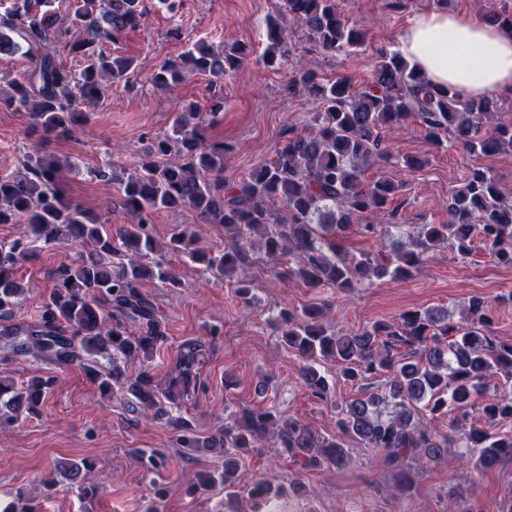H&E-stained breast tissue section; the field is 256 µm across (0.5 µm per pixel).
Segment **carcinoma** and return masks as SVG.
<instances>
[{
  "mask_svg": "<svg viewBox=\"0 0 512 512\" xmlns=\"http://www.w3.org/2000/svg\"><path fill=\"white\" fill-rule=\"evenodd\" d=\"M288 15L327 53H351L364 46L367 33L350 21L339 0H284ZM142 0H76L63 17L53 0H13L0 16V56L21 53L30 66L0 91V108L30 114L43 138L67 135L89 120L84 108L105 97L108 88L127 79L134 60L97 49L118 43L140 25ZM82 27L88 37L69 40V28ZM266 48L261 60L279 70L288 61V30L276 17L265 20ZM62 49L81 56L79 71L63 65ZM251 55L245 43L218 50L204 40L188 43L176 59L151 74V83L167 90L187 70L224 78L239 70ZM288 88L307 93L321 105L307 128L288 130L275 145L273 158L258 164L237 183L224 179L229 147L206 141L201 113H179L172 133L153 141L137 159L133 172L120 178L121 201L130 223L112 227L108 219L79 204L64 201L57 191L61 165L40 150L29 157L22 176L0 178V224L20 225L17 237L0 245V320L12 317L28 288L17 277L22 262L39 259L53 244H78L89 255L63 264L52 274L53 286L36 318L0 330V361L31 356L61 370L80 367L106 397L121 395L131 412L167 417L180 447L216 450L221 468L196 475L194 486H221L226 498L239 494L240 454L262 442L300 470L347 468L351 449L325 438L298 419H283L271 408L245 409L224 423L216 435H202L182 416H170L163 403L178 404L204 388L205 355L221 329L191 337L177 348L168 379H154L150 363L168 339L166 321L155 298L142 285L158 281L172 288L182 282L170 257L198 265L232 288L247 309L253 305L248 275L250 252L275 262L280 275L311 288L350 293L376 280L411 279L429 252L445 244L460 255L471 252L474 238L488 245L504 265H512V194L491 173L475 168L448 196V220L422 224L417 232L381 242V225L370 217L386 212L403 190L389 176L375 180L366 170L391 158L383 129L416 119L429 138L442 144L452 136L474 154L512 152V123L497 119L498 103L466 98L451 88L434 90L397 53L379 55L369 79H325L312 67L298 69ZM180 161H164L171 152ZM189 208L205 224L224 228L228 242L218 254L195 248L196 233L177 226L164 243L155 238L154 216ZM375 241L376 247L353 254L336 244L351 227ZM320 307L301 313L283 309L274 320L287 350L302 361L300 379L308 394L325 401L329 382L321 362L336 361L338 374L359 388L340 412L343 434L383 453V462L402 482L412 465L447 453L456 439L436 433L432 419L448 411L469 426L465 447L475 469H495L512 460V342L491 335L492 319L485 300H469L461 323L448 324V311H407L401 321H379L370 328L339 334L325 323ZM402 347L413 350L398 356ZM144 361L133 375L132 359ZM390 374L386 394L364 392V382ZM499 377L490 390L485 381ZM55 385V377L17 384L0 370V421L16 422L36 414ZM492 394L479 404L477 398ZM138 459L151 474L165 469L159 452L141 451ZM69 484L82 494L92 464L87 460L58 464ZM283 487L259 479L248 494L262 501Z\"/></svg>",
  "mask_w": 512,
  "mask_h": 512,
  "instance_id": "obj_1",
  "label": "carcinoma"
}]
</instances>
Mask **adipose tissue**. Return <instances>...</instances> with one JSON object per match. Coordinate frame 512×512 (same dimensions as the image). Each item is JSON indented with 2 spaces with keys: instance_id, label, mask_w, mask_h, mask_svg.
<instances>
[{
  "instance_id": "obj_1",
  "label": "adipose tissue",
  "mask_w": 512,
  "mask_h": 512,
  "mask_svg": "<svg viewBox=\"0 0 512 512\" xmlns=\"http://www.w3.org/2000/svg\"><path fill=\"white\" fill-rule=\"evenodd\" d=\"M400 54L433 86L467 98L512 94V26L471 22L445 11L417 14Z\"/></svg>"
}]
</instances>
